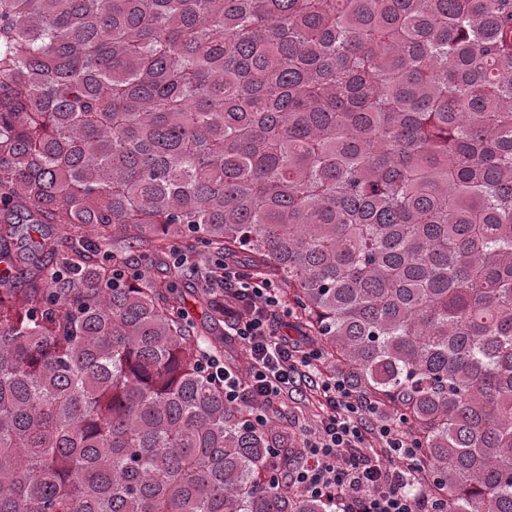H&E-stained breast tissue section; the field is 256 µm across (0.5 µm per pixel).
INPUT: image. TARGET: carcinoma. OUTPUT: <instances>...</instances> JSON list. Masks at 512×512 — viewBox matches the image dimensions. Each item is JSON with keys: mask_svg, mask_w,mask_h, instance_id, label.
Returning a JSON list of instances; mask_svg holds the SVG:
<instances>
[{"mask_svg": "<svg viewBox=\"0 0 512 512\" xmlns=\"http://www.w3.org/2000/svg\"><path fill=\"white\" fill-rule=\"evenodd\" d=\"M190 253L281 286L415 487L512 512V0H0V512L336 508L209 376L250 355Z\"/></svg>", "mask_w": 512, "mask_h": 512, "instance_id": "obj_1", "label": "carcinoma"}]
</instances>
